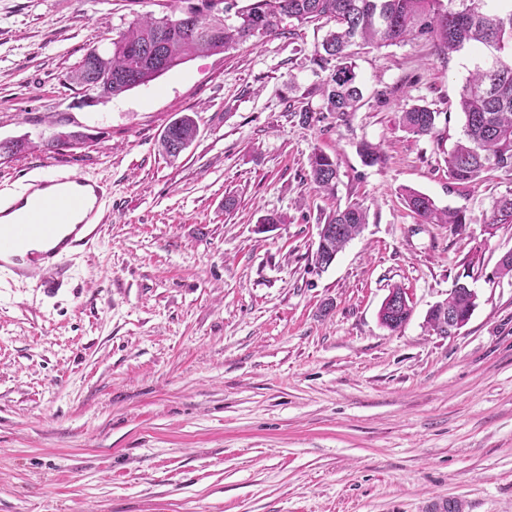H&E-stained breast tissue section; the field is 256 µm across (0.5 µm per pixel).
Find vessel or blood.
Wrapping results in <instances>:
<instances>
[{
	"label": "vessel or blood",
	"instance_id": "1",
	"mask_svg": "<svg viewBox=\"0 0 512 512\" xmlns=\"http://www.w3.org/2000/svg\"><path fill=\"white\" fill-rule=\"evenodd\" d=\"M61 193L39 198L27 224H0V252L16 251L27 236L37 235L47 239L62 237L63 248L55 249L50 255L48 268L50 273L43 278V288L52 290L62 287L68 279V269L64 263L65 248L88 247L94 238L95 227L100 222L102 203L105 196L104 185L85 177L62 173L55 177ZM82 215L83 225L88 231L82 237L62 235L71 217Z\"/></svg>",
	"mask_w": 512,
	"mask_h": 512
}]
</instances>
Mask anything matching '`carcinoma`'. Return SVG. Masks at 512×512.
<instances>
[{
    "label": "carcinoma",
    "mask_w": 512,
    "mask_h": 512,
    "mask_svg": "<svg viewBox=\"0 0 512 512\" xmlns=\"http://www.w3.org/2000/svg\"><path fill=\"white\" fill-rule=\"evenodd\" d=\"M488 2L448 0L445 5L442 0H256L236 11L235 22L217 28L210 27L209 18L199 8L189 5L178 16L134 20L111 39L110 51L87 53L73 71L72 80L85 95L110 99L155 80L195 56L221 52L257 34L278 35L285 18L300 24L321 21L328 30L317 50L319 61H336L324 83L327 109L346 115L362 100L352 46H388L426 39L433 43L438 56L445 58L473 42L500 52L512 45V5L501 4L491 11ZM459 107L465 118L464 140L448 153L449 175L460 183H472L484 172L512 168V57L505 59L496 54L476 65L462 88ZM438 117L439 113L428 106L412 104L400 110L399 123L416 136H431ZM197 133L195 116L182 114L166 126L161 149L175 158ZM309 167L315 188L334 193L336 160L315 152ZM402 197L423 224H449L458 229L467 223L462 211L440 208L424 193L406 189ZM367 219L366 210L356 203L328 215L326 223L343 228L330 240L331 251H341L361 232ZM491 223L512 224V195L494 203ZM443 304L463 317L476 308L470 285L459 281ZM380 313L381 324L396 331L409 320L412 309L401 314L389 306Z\"/></svg>",
    "instance_id": "carcinoma-1"
}]
</instances>
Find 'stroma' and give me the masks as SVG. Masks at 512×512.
<instances>
[{"label": "stroma", "instance_id": "stroma-1", "mask_svg": "<svg viewBox=\"0 0 512 512\" xmlns=\"http://www.w3.org/2000/svg\"><path fill=\"white\" fill-rule=\"evenodd\" d=\"M184 7L0 0V141L29 143L0 162V195L69 171L112 196L65 259L67 288L0 270V512H512V277L494 274L512 224L488 226L512 169L461 185L447 163L489 49H362L363 100L339 118L314 61L323 31L287 20L84 102L68 76L89 51ZM414 103L438 112L433 136L400 125ZM183 113L199 130L172 159L159 141ZM60 131L94 140L45 152ZM365 142L381 163L364 164ZM316 151L338 162L335 195L309 181ZM405 187L468 224L419 223ZM350 202L368 222L320 267L318 226ZM469 265L477 306L439 335L426 314ZM396 285L413 313L391 331L379 310Z\"/></svg>", "mask_w": 512, "mask_h": 512}]
</instances>
